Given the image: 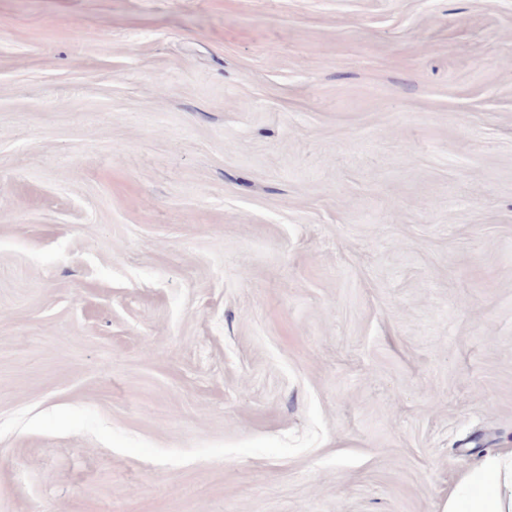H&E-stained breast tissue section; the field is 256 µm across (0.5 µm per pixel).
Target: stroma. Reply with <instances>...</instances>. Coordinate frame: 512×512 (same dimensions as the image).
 I'll list each match as a JSON object with an SVG mask.
<instances>
[{"instance_id": "stroma-1", "label": "stroma", "mask_w": 512, "mask_h": 512, "mask_svg": "<svg viewBox=\"0 0 512 512\" xmlns=\"http://www.w3.org/2000/svg\"><path fill=\"white\" fill-rule=\"evenodd\" d=\"M512 449V0H0V512H442Z\"/></svg>"}]
</instances>
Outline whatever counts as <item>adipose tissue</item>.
Returning a JSON list of instances; mask_svg holds the SVG:
<instances>
[{
  "mask_svg": "<svg viewBox=\"0 0 512 512\" xmlns=\"http://www.w3.org/2000/svg\"><path fill=\"white\" fill-rule=\"evenodd\" d=\"M442 512H512V452L490 453L475 462Z\"/></svg>",
  "mask_w": 512,
  "mask_h": 512,
  "instance_id": "1",
  "label": "adipose tissue"
}]
</instances>
